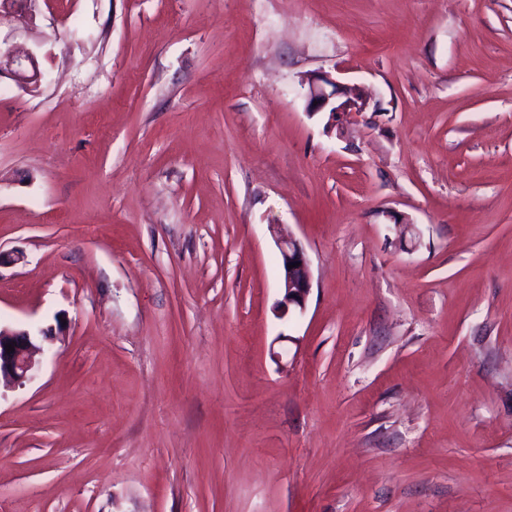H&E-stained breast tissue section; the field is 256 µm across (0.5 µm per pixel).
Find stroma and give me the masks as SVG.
<instances>
[{
  "label": "stroma",
  "instance_id": "35a3bbf8",
  "mask_svg": "<svg viewBox=\"0 0 512 512\" xmlns=\"http://www.w3.org/2000/svg\"><path fill=\"white\" fill-rule=\"evenodd\" d=\"M0 38L42 73L0 77V326L41 347L0 512H512V0H38ZM319 71L371 97L330 133ZM274 238L281 256L282 277L279 302L280 317L302 315L311 291V271L308 254L302 243L290 233H284L280 224L275 225ZM300 262V266L288 268Z\"/></svg>",
  "mask_w": 512,
  "mask_h": 512
}]
</instances>
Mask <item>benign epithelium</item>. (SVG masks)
I'll list each match as a JSON object with an SVG mask.
<instances>
[{
    "label": "benign epithelium",
    "mask_w": 512,
    "mask_h": 512,
    "mask_svg": "<svg viewBox=\"0 0 512 512\" xmlns=\"http://www.w3.org/2000/svg\"><path fill=\"white\" fill-rule=\"evenodd\" d=\"M37 0H0V13H15L27 24L35 20L34 5ZM7 73L17 84L30 91L39 86L42 73L32 52H20L0 42V75ZM306 110L313 115L328 112L326 129L332 131L347 116L360 114L367 109L369 95L360 87L343 84L328 73H317L306 79ZM276 246L281 256L282 277L279 302L280 316H297L305 312L311 291V271L308 254L302 243L281 227L274 230ZM296 264L290 269L288 265ZM36 335L23 329L0 328V378L18 384L28 379L35 370L32 354L37 348ZM14 351L6 352V345Z\"/></svg>",
    "instance_id": "1"
}]
</instances>
